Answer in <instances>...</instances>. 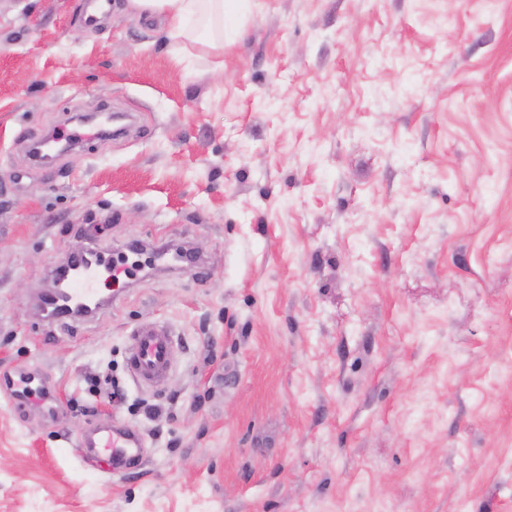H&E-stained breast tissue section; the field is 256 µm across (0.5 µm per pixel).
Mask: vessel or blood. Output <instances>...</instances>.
<instances>
[{
	"instance_id": "1",
	"label": "vessel or blood",
	"mask_w": 512,
	"mask_h": 512,
	"mask_svg": "<svg viewBox=\"0 0 512 512\" xmlns=\"http://www.w3.org/2000/svg\"><path fill=\"white\" fill-rule=\"evenodd\" d=\"M95 268H79L71 275L67 305L78 310L96 301L91 283L96 278ZM172 337L167 326L145 323L129 335L127 363L134 379L143 386H154L164 380L172 360ZM15 400L33 404L45 415L54 414L57 402L53 386L44 374L26 370L0 376ZM141 435L125 426H111L96 430L82 444L83 456L98 452L108 454L113 469L122 470L137 464L141 456Z\"/></svg>"
}]
</instances>
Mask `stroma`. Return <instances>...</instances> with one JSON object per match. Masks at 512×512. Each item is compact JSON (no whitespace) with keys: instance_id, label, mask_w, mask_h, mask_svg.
<instances>
[{"instance_id":"1","label":"stroma","mask_w":512,"mask_h":512,"mask_svg":"<svg viewBox=\"0 0 512 512\" xmlns=\"http://www.w3.org/2000/svg\"><path fill=\"white\" fill-rule=\"evenodd\" d=\"M224 49L0 0V512H512V0H247ZM133 115L38 166L70 113ZM194 246L36 312L79 249ZM173 333L154 388L126 364ZM141 464L83 461L96 428ZM172 347L170 330L163 324L145 323L131 331L127 363L137 383L152 387L166 378ZM1 382L10 389L15 400L32 403L44 415H53L56 412L54 387L39 371L26 370L4 374ZM82 457L91 458L99 451L108 454L112 470H122L137 464L143 448L141 435L126 426H111L96 430L81 444Z\"/></svg>"}]
</instances>
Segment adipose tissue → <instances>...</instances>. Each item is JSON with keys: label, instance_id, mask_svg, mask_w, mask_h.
Wrapping results in <instances>:
<instances>
[{"label": "adipose tissue", "instance_id": "adipose-tissue-1", "mask_svg": "<svg viewBox=\"0 0 512 512\" xmlns=\"http://www.w3.org/2000/svg\"><path fill=\"white\" fill-rule=\"evenodd\" d=\"M140 13L162 19L168 38L177 43L196 40L206 32L207 46L224 47V27L235 21L242 0H128Z\"/></svg>", "mask_w": 512, "mask_h": 512}]
</instances>
